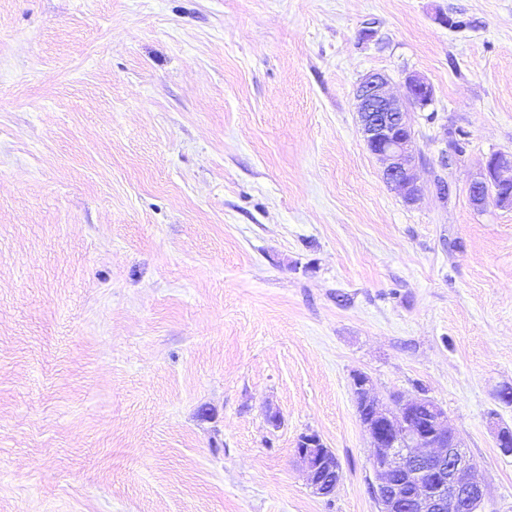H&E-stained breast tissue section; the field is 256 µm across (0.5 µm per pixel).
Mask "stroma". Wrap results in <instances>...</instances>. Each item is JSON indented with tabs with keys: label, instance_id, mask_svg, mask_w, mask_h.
Instances as JSON below:
<instances>
[{
	"label": "stroma",
	"instance_id": "1",
	"mask_svg": "<svg viewBox=\"0 0 512 512\" xmlns=\"http://www.w3.org/2000/svg\"><path fill=\"white\" fill-rule=\"evenodd\" d=\"M370 72L434 88L416 204ZM511 151L512 0H0V512H378L358 372L512 512ZM389 78L366 75L356 89L360 130L368 150L384 164L383 179L404 202L413 205L420 196L416 167L422 160L411 123L412 112H423L434 101L433 86L418 73L404 77L405 94L388 89ZM469 196L477 209L491 203L512 210V152L496 153L487 159L480 180L469 187ZM295 452L305 468L307 483L313 494L325 497L336 490L339 464L335 454L324 446L318 435H302ZM333 477L336 479L331 482Z\"/></svg>",
	"mask_w": 512,
	"mask_h": 512
}]
</instances>
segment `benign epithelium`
I'll use <instances>...</instances> for the list:
<instances>
[{"label":"benign epithelium","mask_w":512,"mask_h":512,"mask_svg":"<svg viewBox=\"0 0 512 512\" xmlns=\"http://www.w3.org/2000/svg\"><path fill=\"white\" fill-rule=\"evenodd\" d=\"M389 78L366 75L356 89L360 130L368 150L384 164L383 179L404 202L420 196L416 167L422 160L411 123L414 112L434 101L433 86L423 76L404 77L405 94L388 89ZM472 205L493 204L512 210V152L491 155L481 178L469 187ZM353 397L370 438L372 486L379 512H484L488 489L462 439L448 427L445 411L428 399L374 395L370 378L358 373ZM296 455L312 493L324 497L336 490L339 464L316 434L300 437Z\"/></svg>","instance_id":"benign-epithelium-1"}]
</instances>
